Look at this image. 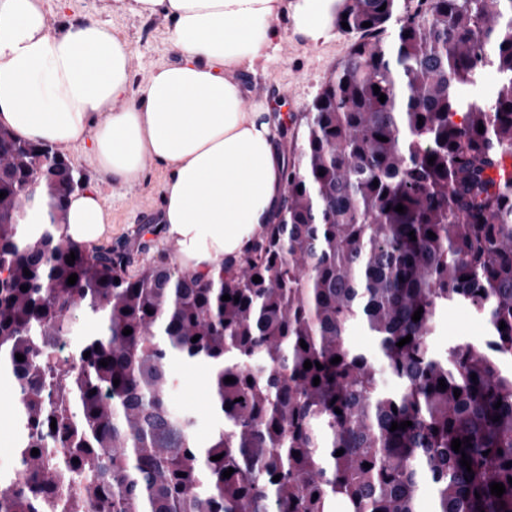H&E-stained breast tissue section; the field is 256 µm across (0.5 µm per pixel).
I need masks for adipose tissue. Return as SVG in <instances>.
<instances>
[{"label":"adipose tissue","instance_id":"adipose-tissue-1","mask_svg":"<svg viewBox=\"0 0 512 512\" xmlns=\"http://www.w3.org/2000/svg\"><path fill=\"white\" fill-rule=\"evenodd\" d=\"M172 20L174 64L130 84L131 47L88 20L51 32L42 0H0V128L60 154L89 147L101 176L131 183L167 169L162 229L181 266L206 275L241 257L277 213L284 161L269 112L245 103L241 74L264 65L290 16L308 44L328 40L336 0H115ZM110 222L95 191L66 201L65 233L95 247Z\"/></svg>","mask_w":512,"mask_h":512}]
</instances>
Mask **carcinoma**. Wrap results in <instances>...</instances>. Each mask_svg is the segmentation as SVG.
Listing matches in <instances>:
<instances>
[{
    "instance_id": "cac0c4a2",
    "label": "carcinoma",
    "mask_w": 512,
    "mask_h": 512,
    "mask_svg": "<svg viewBox=\"0 0 512 512\" xmlns=\"http://www.w3.org/2000/svg\"><path fill=\"white\" fill-rule=\"evenodd\" d=\"M343 21L349 51L295 118L275 220L215 277L89 253L60 231L81 177L0 129V377L14 385L22 478L0 477V512H421L424 486L431 512H512V371L500 366L512 360V0H426L412 14L342 0ZM489 69L500 83L478 103ZM23 199L51 223H27ZM451 303L488 335L439 355L429 337ZM77 311L95 334L65 353ZM357 323L395 389L348 342ZM174 358L210 371L203 445L195 417L170 406Z\"/></svg>"
}]
</instances>
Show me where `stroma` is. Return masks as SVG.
<instances>
[{"instance_id":"1","label":"stroma","mask_w":512,"mask_h":512,"mask_svg":"<svg viewBox=\"0 0 512 512\" xmlns=\"http://www.w3.org/2000/svg\"><path fill=\"white\" fill-rule=\"evenodd\" d=\"M43 8L51 31L59 32L91 18L110 25L115 33L127 39L132 49L133 86L144 83L156 66L175 63L180 56L168 37L172 21L112 10L109 0H44ZM277 25L282 33L277 50L263 67L243 75L247 104H264L275 116L305 111L349 47L348 36L337 29L328 41L315 46L293 37L290 20L279 19ZM67 159L80 173L83 187L97 189L105 200L111 218L105 245L135 250V263L139 266L175 261L171 242L163 235L148 233L149 228L160 223L162 187L166 178L163 169L145 162L137 181L119 184L102 180L94 159L85 150L72 151ZM145 237L150 238L151 247L146 252H138V243ZM486 334L487 324L482 317L464 305L453 304L440 316L430 344L441 354L461 341H481ZM169 373L172 408L194 414L197 437L206 440L215 426L208 405L207 368L175 360L169 366ZM17 436L12 383L0 377V471L11 469L14 464Z\"/></svg>"}]
</instances>
